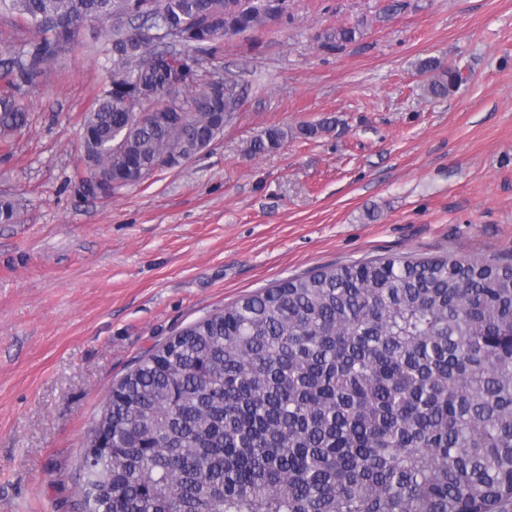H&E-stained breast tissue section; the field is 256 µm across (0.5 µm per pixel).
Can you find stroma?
<instances>
[{"label":"stroma","mask_w":512,"mask_h":512,"mask_svg":"<svg viewBox=\"0 0 512 512\" xmlns=\"http://www.w3.org/2000/svg\"><path fill=\"white\" fill-rule=\"evenodd\" d=\"M341 27L355 42L319 47ZM79 40L0 145V197L21 213L0 224V512H84L81 457L113 382L243 295L386 256L512 263V0H288L212 58L244 89L223 135L108 199L71 182L110 66L104 39ZM430 56L467 81L427 96ZM270 127L292 135L248 156Z\"/></svg>","instance_id":"obj_1"}]
</instances>
